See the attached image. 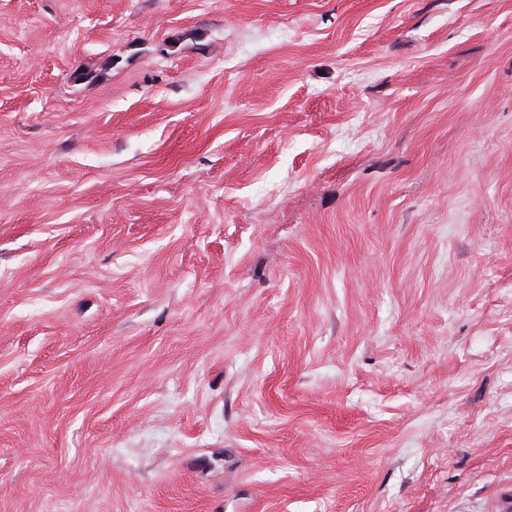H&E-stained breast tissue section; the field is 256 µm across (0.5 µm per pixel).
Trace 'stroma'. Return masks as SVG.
<instances>
[{
  "mask_svg": "<svg viewBox=\"0 0 512 512\" xmlns=\"http://www.w3.org/2000/svg\"><path fill=\"white\" fill-rule=\"evenodd\" d=\"M512 0H0V512H503Z\"/></svg>",
  "mask_w": 512,
  "mask_h": 512,
  "instance_id": "obj_1",
  "label": "stroma"
}]
</instances>
